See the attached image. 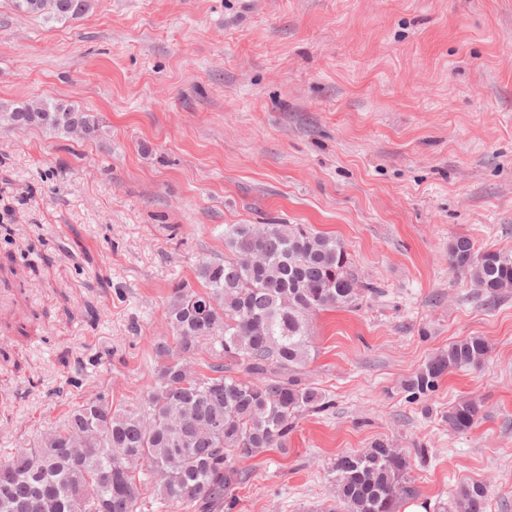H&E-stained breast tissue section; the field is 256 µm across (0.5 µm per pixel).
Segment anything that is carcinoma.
Segmentation results:
<instances>
[{"label": "carcinoma", "mask_w": 512, "mask_h": 512, "mask_svg": "<svg viewBox=\"0 0 512 512\" xmlns=\"http://www.w3.org/2000/svg\"><path fill=\"white\" fill-rule=\"evenodd\" d=\"M20 13L78 20L92 0H13ZM29 112L18 102L0 111V125L51 130L81 141L99 137L93 113L72 104L38 101ZM224 258L196 267L201 288L172 285L166 320L171 337L158 339L163 360L135 401L112 404L90 396L63 422L0 462V512H137L151 494L167 506L230 512L232 490L248 473L232 459L283 448L298 416L329 402L302 382L310 359V318L329 308L355 306L358 287L344 243L308 224H227ZM452 269L469 275L489 297L512 288V257L475 251L458 236L448 248ZM203 369L188 363L199 353ZM488 354L471 336L448 345L406 385L415 398L433 391L448 373L475 367ZM480 404L468 399L448 409V427L470 429ZM77 438L82 444L69 447ZM407 456L382 440L360 454L343 453L331 466L336 500L324 512H398L416 493ZM489 485L456 491L455 512H486Z\"/></svg>", "instance_id": "1"}]
</instances>
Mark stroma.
Wrapping results in <instances>:
<instances>
[{"instance_id": "35a3bbf8", "label": "stroma", "mask_w": 512, "mask_h": 512, "mask_svg": "<svg viewBox=\"0 0 512 512\" xmlns=\"http://www.w3.org/2000/svg\"><path fill=\"white\" fill-rule=\"evenodd\" d=\"M27 100L101 132L0 130V457L86 396L139 397L171 287L225 225L309 224L374 291L312 316L304 379L331 406L240 461L233 512H323L337 455L378 440L429 512L472 481L512 512V289L448 259L458 236L512 252V0H93L76 21L0 0V106ZM470 336L487 360L412 398ZM479 413L480 404L476 400L461 401L448 409V427L456 432H465L475 424Z\"/></svg>"}]
</instances>
